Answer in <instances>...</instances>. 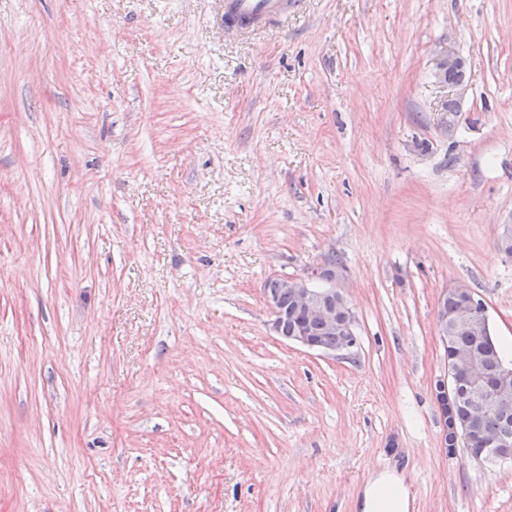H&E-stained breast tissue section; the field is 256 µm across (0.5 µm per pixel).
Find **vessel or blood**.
<instances>
[{
	"label": "vessel or blood",
	"mask_w": 512,
	"mask_h": 512,
	"mask_svg": "<svg viewBox=\"0 0 512 512\" xmlns=\"http://www.w3.org/2000/svg\"><path fill=\"white\" fill-rule=\"evenodd\" d=\"M304 0H224V27L237 35H249L277 27L301 11Z\"/></svg>",
	"instance_id": "obj_1"
}]
</instances>
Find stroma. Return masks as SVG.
I'll use <instances>...</instances> for the list:
<instances>
[{
	"mask_svg": "<svg viewBox=\"0 0 512 512\" xmlns=\"http://www.w3.org/2000/svg\"><path fill=\"white\" fill-rule=\"evenodd\" d=\"M0 0V512H512L442 453V292L512 348V0ZM465 60L449 94L446 52ZM336 256L358 344L263 295ZM304 0H224V28L237 35L277 27L301 11ZM404 476L395 472L373 473L366 484L364 512H408Z\"/></svg>",
	"mask_w": 512,
	"mask_h": 512,
	"instance_id": "stroma-1",
	"label": "stroma"
}]
</instances>
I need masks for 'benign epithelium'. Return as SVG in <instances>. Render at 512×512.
<instances>
[{
	"label": "benign epithelium",
	"instance_id": "benign-epithelium-1",
	"mask_svg": "<svg viewBox=\"0 0 512 512\" xmlns=\"http://www.w3.org/2000/svg\"><path fill=\"white\" fill-rule=\"evenodd\" d=\"M464 69V60L457 54H446L439 63V75L448 82V87L456 89L461 80L451 79V75ZM344 276L341 268L324 261L313 266L304 276L279 279L281 293L285 294L295 313L321 324L322 335L310 336L302 328L291 333L283 330L286 312L276 294H264L265 301L272 312V331L283 341L296 343L309 350L328 354H342L350 351L356 344L354 332V313L348 303L342 283ZM450 291L465 300L470 309L476 311L473 316L457 314L448 316L442 309L443 301L448 299L442 293L437 302L436 326L443 346H448V335L457 332L482 333L488 326L487 306L478 294L465 285H456ZM474 354L467 350H453L448 356L446 374L434 384V394L440 409V448L443 452L458 453L459 447L468 440L467 435L455 434V448L448 449V425L445 409L453 406L460 398L469 399L471 405L482 413L487 409L500 406L512 397V368L501 367L492 381L481 385H470L465 395H460L462 377L470 374L474 365ZM467 452L484 456L494 463H507L512 460V434L501 431L487 440L486 447Z\"/></svg>",
	"mask_w": 512,
	"mask_h": 512
}]
</instances>
